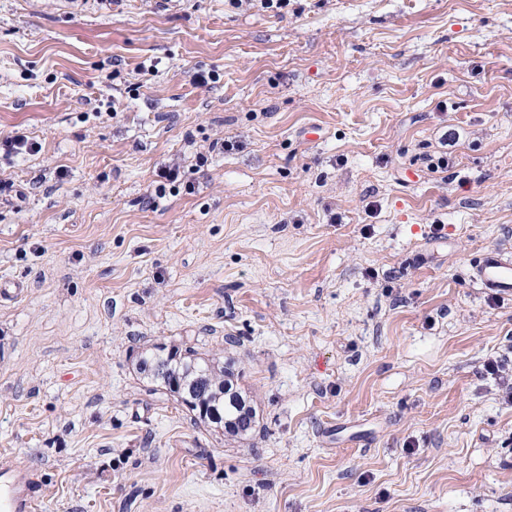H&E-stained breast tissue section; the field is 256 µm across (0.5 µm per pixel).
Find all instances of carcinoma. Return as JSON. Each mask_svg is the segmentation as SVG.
Segmentation results:
<instances>
[{
	"label": "carcinoma",
	"instance_id": "obj_1",
	"mask_svg": "<svg viewBox=\"0 0 512 512\" xmlns=\"http://www.w3.org/2000/svg\"><path fill=\"white\" fill-rule=\"evenodd\" d=\"M145 361L155 366L154 377L159 379L164 386H169L176 381L181 385L177 392L182 402L201 422H208V412L212 408L226 409L227 416L240 418L241 429L229 432L236 437L246 434L253 428L245 418L224 404V382L231 377H239L235 373V363L231 360L222 361L213 355L202 354L193 347L184 349L174 347L165 354H149Z\"/></svg>",
	"mask_w": 512,
	"mask_h": 512
}]
</instances>
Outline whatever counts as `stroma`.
I'll use <instances>...</instances> for the list:
<instances>
[{"label":"stroma","instance_id":"stroma-1","mask_svg":"<svg viewBox=\"0 0 512 512\" xmlns=\"http://www.w3.org/2000/svg\"><path fill=\"white\" fill-rule=\"evenodd\" d=\"M16 133L0 460L35 512H512V298L470 277L512 252V0H0ZM160 344L235 360L255 432L139 374Z\"/></svg>","mask_w":512,"mask_h":512}]
</instances>
